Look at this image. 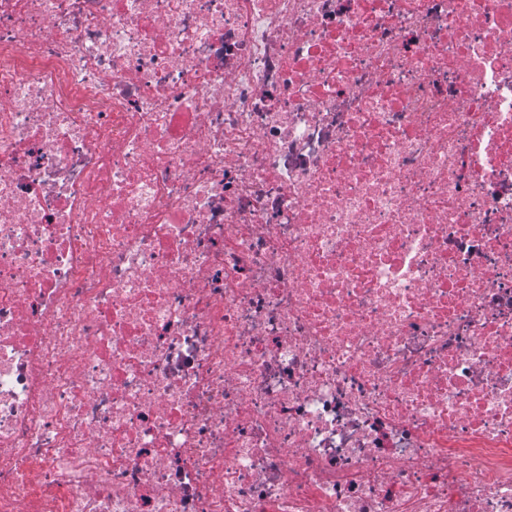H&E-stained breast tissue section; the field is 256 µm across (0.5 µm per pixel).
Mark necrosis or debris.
Instances as JSON below:
<instances>
[{"label":"necrosis or debris","mask_w":512,"mask_h":512,"mask_svg":"<svg viewBox=\"0 0 512 512\" xmlns=\"http://www.w3.org/2000/svg\"><path fill=\"white\" fill-rule=\"evenodd\" d=\"M0 512H512V0H0Z\"/></svg>","instance_id":"1"}]
</instances>
